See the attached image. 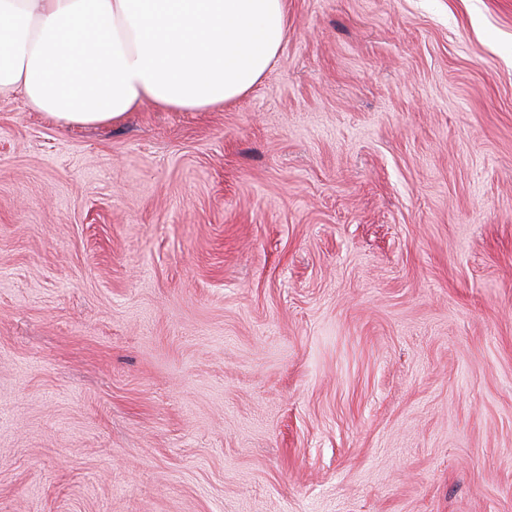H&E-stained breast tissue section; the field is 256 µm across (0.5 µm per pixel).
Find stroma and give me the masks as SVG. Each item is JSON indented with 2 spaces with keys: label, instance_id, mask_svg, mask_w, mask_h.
Listing matches in <instances>:
<instances>
[{
  "label": "stroma",
  "instance_id": "stroma-1",
  "mask_svg": "<svg viewBox=\"0 0 512 512\" xmlns=\"http://www.w3.org/2000/svg\"><path fill=\"white\" fill-rule=\"evenodd\" d=\"M0 512H512V0H288L221 110L0 97Z\"/></svg>",
  "mask_w": 512,
  "mask_h": 512
}]
</instances>
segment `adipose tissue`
Instances as JSON below:
<instances>
[{
    "mask_svg": "<svg viewBox=\"0 0 512 512\" xmlns=\"http://www.w3.org/2000/svg\"><path fill=\"white\" fill-rule=\"evenodd\" d=\"M287 0H0V97L63 126L208 112L277 57Z\"/></svg>",
    "mask_w": 512,
    "mask_h": 512,
    "instance_id": "1",
    "label": "adipose tissue"
}]
</instances>
